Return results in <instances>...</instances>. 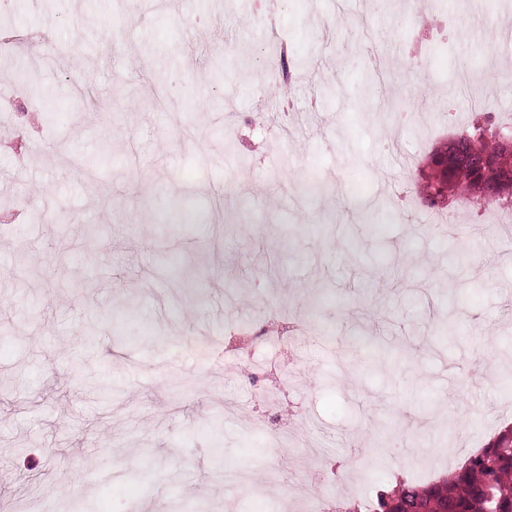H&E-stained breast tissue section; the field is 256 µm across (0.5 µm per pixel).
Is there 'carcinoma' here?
<instances>
[{
  "label": "carcinoma",
  "mask_w": 512,
  "mask_h": 512,
  "mask_svg": "<svg viewBox=\"0 0 512 512\" xmlns=\"http://www.w3.org/2000/svg\"><path fill=\"white\" fill-rule=\"evenodd\" d=\"M308 66L306 55L293 50L279 56L277 78L290 83L292 73ZM11 81L24 88L37 103L43 127L61 123L64 113L45 104L47 91L34 83L20 68L10 71ZM476 120L448 140L446 149L432 159L433 173L428 175L426 193L421 203L430 208L443 206L445 190H464V204L485 208L509 202L512 196L500 188L512 186V158L502 156L500 139L512 137V128L498 127L489 121ZM237 292L247 295L254 279L235 263H227ZM512 433L501 435L480 453L471 456L460 471L440 483L419 485L401 479L390 488L379 491L373 501L374 512H512Z\"/></svg>",
  "instance_id": "carcinoma-1"
}]
</instances>
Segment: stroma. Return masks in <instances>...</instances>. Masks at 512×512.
<instances>
[{
	"mask_svg": "<svg viewBox=\"0 0 512 512\" xmlns=\"http://www.w3.org/2000/svg\"><path fill=\"white\" fill-rule=\"evenodd\" d=\"M506 2L428 0L456 29L414 76L407 0H270L313 58L287 134L255 0L0 6V60L53 107L92 98L49 132L0 84V512H283L295 482L336 512L344 477L436 481L512 425V261L476 210L413 202L473 101L512 111V82L455 83L512 61ZM267 255L279 278L239 295L225 260Z\"/></svg>",
	"mask_w": 512,
	"mask_h": 512,
	"instance_id": "35a3bbf8",
	"label": "stroma"
}]
</instances>
